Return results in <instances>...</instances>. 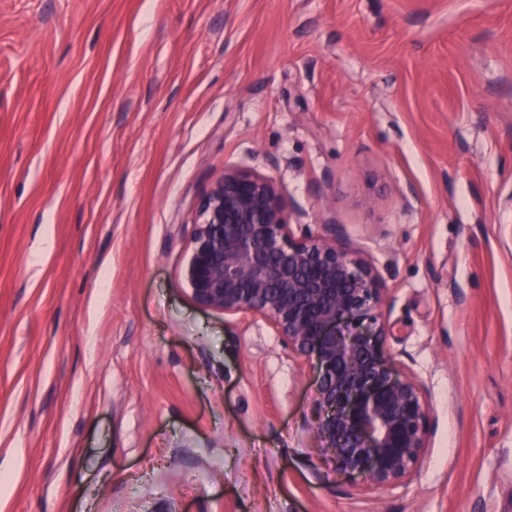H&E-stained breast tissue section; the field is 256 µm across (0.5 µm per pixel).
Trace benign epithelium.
Listing matches in <instances>:
<instances>
[{"instance_id": "1", "label": "benign epithelium", "mask_w": 512, "mask_h": 512, "mask_svg": "<svg viewBox=\"0 0 512 512\" xmlns=\"http://www.w3.org/2000/svg\"><path fill=\"white\" fill-rule=\"evenodd\" d=\"M181 279L198 307L259 316L312 362L314 432L339 470L371 490L413 474L427 448L430 407L420 381L395 377L378 352L386 289L336 225L295 236L271 176L227 169L197 204Z\"/></svg>"}]
</instances>
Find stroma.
<instances>
[{"mask_svg": "<svg viewBox=\"0 0 512 512\" xmlns=\"http://www.w3.org/2000/svg\"><path fill=\"white\" fill-rule=\"evenodd\" d=\"M342 225L430 405L339 472L316 371L181 283L227 168ZM512 0H0V512H512Z\"/></svg>", "mask_w": 512, "mask_h": 512, "instance_id": "1", "label": "stroma"}]
</instances>
